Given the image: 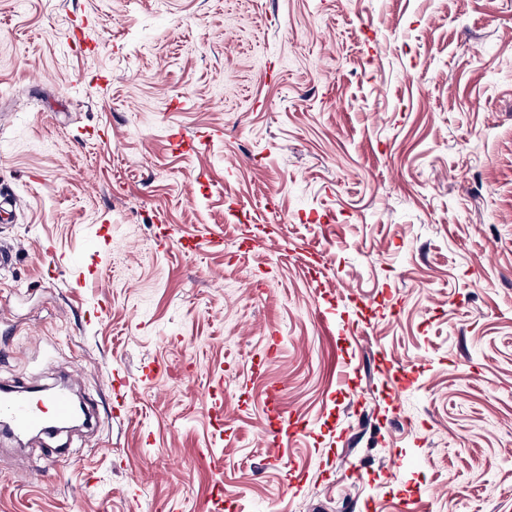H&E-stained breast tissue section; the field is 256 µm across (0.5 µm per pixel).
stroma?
Listing matches in <instances>:
<instances>
[{
    "mask_svg": "<svg viewBox=\"0 0 512 512\" xmlns=\"http://www.w3.org/2000/svg\"><path fill=\"white\" fill-rule=\"evenodd\" d=\"M0 193V512H512V0H0ZM75 404L63 389L31 393L25 385L0 392V420L19 435L51 428L73 417Z\"/></svg>",
    "mask_w": 512,
    "mask_h": 512,
    "instance_id": "1",
    "label": "stroma"
}]
</instances>
